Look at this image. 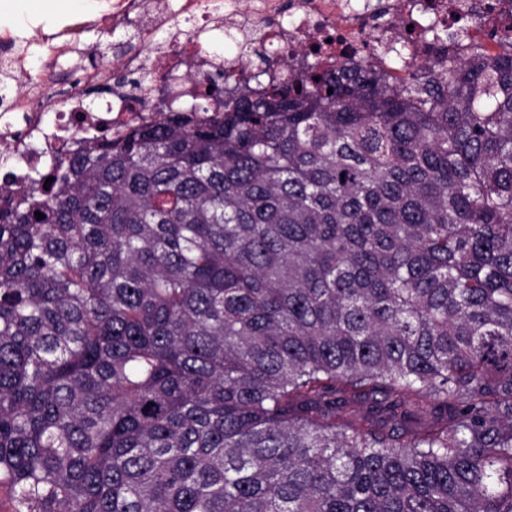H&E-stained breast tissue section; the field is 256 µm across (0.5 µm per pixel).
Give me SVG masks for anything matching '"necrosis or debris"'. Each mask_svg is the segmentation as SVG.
<instances>
[{
	"label": "necrosis or debris",
	"instance_id": "necrosis-or-debris-1",
	"mask_svg": "<svg viewBox=\"0 0 512 512\" xmlns=\"http://www.w3.org/2000/svg\"><path fill=\"white\" fill-rule=\"evenodd\" d=\"M424 0H250L240 9L238 0H225L226 12H219L214 0H182L185 14L201 15L211 31H223L225 24L236 25L245 39L264 43H282L302 51L309 43L322 44L325 56L347 57L360 62L370 58L391 61L394 75H404L409 65L426 57L427 34H420L409 61L395 60L398 32L412 21L430 25L433 20H451L453 14L465 13L472 24L448 45L449 57L456 58L466 44L487 41L492 27L491 0H436L438 12H422ZM143 12L144 21L136 31L137 39L149 49L152 64L162 73L166 95L183 98V73H223L234 82L240 71L230 58L200 51L199 36L191 31L175 30L167 41L156 39L157 30L166 24L159 0H115L111 12L90 21L62 25L52 33L34 32L30 41L47 43L50 58L31 59L17 53V39L0 37V66H9L21 93L10 97L7 111L0 112V170L9 173V181L0 180V190H20L45 159L72 150L75 140H90L103 133L119 134L127 126L147 120L144 112L132 110L130 87L112 82V69L100 65L84 71L69 87L59 89L44 77L55 57L81 44L88 27L114 31L125 25L132 13ZM287 22H280V14ZM106 86L110 92L103 107L93 110L87 104L86 89Z\"/></svg>",
	"mask_w": 512,
	"mask_h": 512
}]
</instances>
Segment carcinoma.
Instances as JSON below:
<instances>
[{"mask_svg":"<svg viewBox=\"0 0 512 512\" xmlns=\"http://www.w3.org/2000/svg\"><path fill=\"white\" fill-rule=\"evenodd\" d=\"M225 38L0 196L10 512H512V27L399 82Z\"/></svg>","mask_w":512,"mask_h":512,"instance_id":"1","label":"carcinoma"}]
</instances>
